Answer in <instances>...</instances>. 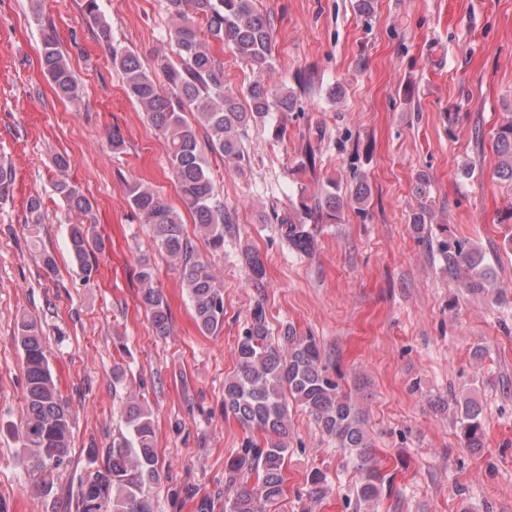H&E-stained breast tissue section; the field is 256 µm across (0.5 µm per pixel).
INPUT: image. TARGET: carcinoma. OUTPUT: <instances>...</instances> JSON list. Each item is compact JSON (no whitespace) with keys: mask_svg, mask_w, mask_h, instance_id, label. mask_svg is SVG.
Segmentation results:
<instances>
[{"mask_svg":"<svg viewBox=\"0 0 512 512\" xmlns=\"http://www.w3.org/2000/svg\"><path fill=\"white\" fill-rule=\"evenodd\" d=\"M169 44L176 60L161 55L147 68L132 51L112 43L110 27L99 20L98 0H84V10L97 25L98 39L110 50L112 67L121 77L124 90L157 129L167 146L166 158L184 205L192 212L198 231L213 251L224 250V234L234 221L218 196L205 152L229 161L244 155L247 130L264 124L275 112H292L296 94L277 88L259 77L245 91L236 93L224 83V62L217 48L225 47L239 59L269 67L273 61L274 20L255 8L254 0H170ZM41 68L57 96L78 105L82 94L78 79L59 46L52 24L42 26ZM191 113L188 120L185 113ZM494 148L500 158L497 175L512 184V118L500 125ZM56 179L54 194L69 214L80 218L69 231V253L90 282L97 271L92 253L101 242L92 225L82 218L92 211V202L80 186L69 179L68 159L52 158ZM13 172L0 162V205L10 198ZM128 200L139 223L150 227L159 252L180 265L201 332L213 334L224 324V287L208 266L194 258L193 245L185 235L179 212L148 186L128 185ZM43 199L32 195L26 204L25 226L45 223ZM288 242L301 252L314 243L306 224L283 219ZM438 253L448 271L464 273V287L482 291L490 283L479 246L460 239L441 240ZM249 275L262 283L264 265L256 253H245ZM143 307L156 330L168 329L169 308L155 286L153 266L139 261L136 273ZM16 341L25 367L26 414L16 427L21 441L19 462L41 492L49 494L59 470L70 463L72 420L70 411L49 369L43 328L32 317L17 322ZM237 371L224 380V410L241 425L277 436L264 448H245L228 462L229 480L244 473L255 474L252 488L224 503V512H266L284 493V471L288 461V406H303L321 431L335 440L336 447L364 471L357 488V506L379 500L384 477L370 465L369 443L360 412L347 394L339 390L322 364V352L313 336L288 334L282 344L272 341L262 307L251 313L250 327L236 347ZM461 434L467 448L483 445L481 408L466 402L460 410ZM127 434L112 442L105 471L87 475L76 497V512H154L146 489L160 481L161 469L154 453L152 413L138 400L125 412ZM327 488L326 477L316 471L309 478L308 498L316 502Z\"/></svg>","mask_w":512,"mask_h":512,"instance_id":"carcinoma-1","label":"carcinoma"}]
</instances>
